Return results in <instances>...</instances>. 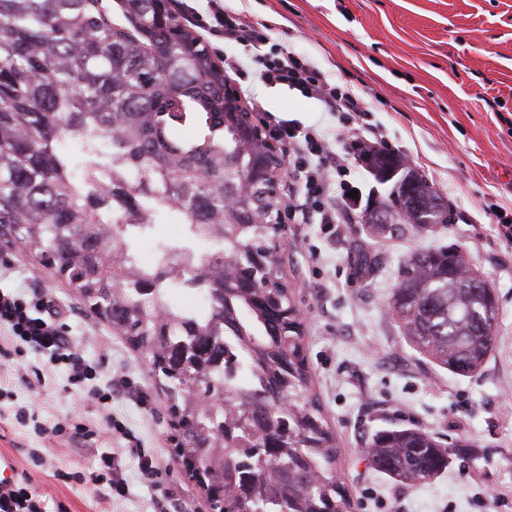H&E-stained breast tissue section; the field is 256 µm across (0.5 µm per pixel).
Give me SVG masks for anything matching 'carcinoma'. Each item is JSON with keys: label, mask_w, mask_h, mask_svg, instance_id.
<instances>
[{"label": "carcinoma", "mask_w": 512, "mask_h": 512, "mask_svg": "<svg viewBox=\"0 0 512 512\" xmlns=\"http://www.w3.org/2000/svg\"><path fill=\"white\" fill-rule=\"evenodd\" d=\"M226 89L224 61L172 0H0V226L131 343L168 350L158 375L171 408L207 427L203 447L178 455L211 471L227 512H354L337 439L308 397L281 244L262 222L278 220L265 173L282 160L239 127ZM360 159L390 184L377 234L434 229L421 216L448 203L405 158L366 147ZM412 181L420 216L403 199ZM173 212L212 251L156 241L158 264L140 266L128 236ZM163 279L207 288L224 335L166 305ZM389 311L414 350L454 375L480 373L494 349L497 295L454 244L407 259ZM236 371L248 385L231 384ZM198 376L214 398L205 409ZM367 448L372 466L413 487L453 455L415 428L379 430Z\"/></svg>", "instance_id": "obj_1"}]
</instances>
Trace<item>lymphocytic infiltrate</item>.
Wrapping results in <instances>:
<instances>
[{"mask_svg": "<svg viewBox=\"0 0 512 512\" xmlns=\"http://www.w3.org/2000/svg\"><path fill=\"white\" fill-rule=\"evenodd\" d=\"M174 8L201 36L224 42L229 51L224 55V73L234 76L236 83L259 79L264 84L281 86L300 92L320 102L325 111L339 114L342 129L327 130L305 125L297 120L281 119L265 111L262 104L250 101L251 112L260 114V122L270 144L281 146L288 157L292 186L298 193V204L285 205L281 220L293 224H316L324 234L332 236L342 218L336 209L337 196L352 191L346 180L345 158L332 149L336 138L349 139L351 148H360L352 120L369 111V104L355 91L331 80L308 55L294 47L273 42L269 24L253 19L247 12L227 6L224 0H206L205 8L189 0H172ZM6 326L12 342L32 354L46 358L52 366L65 367L68 382L83 388L93 378V368L72 348L49 300L0 292V326ZM41 436L56 439L98 441L102 436L129 439L125 424L112 415L89 420L67 417L54 422H40L35 427ZM114 452H103L96 467L78 473L79 481L90 484L109 499H125L130 489L115 473ZM43 494L21 479L8 487H0V512H47Z\"/></svg>", "mask_w": 512, "mask_h": 512, "instance_id": "lymphocytic-infiltrate-1", "label": "lymphocytic infiltrate"}]
</instances>
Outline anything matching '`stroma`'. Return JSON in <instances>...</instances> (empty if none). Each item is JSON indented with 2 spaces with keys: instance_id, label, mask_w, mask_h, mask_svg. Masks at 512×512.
I'll return each instance as SVG.
<instances>
[{
  "instance_id": "stroma-1",
  "label": "stroma",
  "mask_w": 512,
  "mask_h": 512,
  "mask_svg": "<svg viewBox=\"0 0 512 512\" xmlns=\"http://www.w3.org/2000/svg\"><path fill=\"white\" fill-rule=\"evenodd\" d=\"M273 27L277 41L306 53L372 106L391 150L408 158L445 199L452 221L423 234L382 238L351 222L328 238L315 224L288 225L280 267L304 313L311 387L339 444L336 467L355 512H512V244L485 207L512 210V0H228ZM252 95L276 116L337 126L314 100L252 80ZM500 104L489 108L487 98ZM453 243L478 263L499 297L495 349L482 372L456 377L409 347L388 310L404 260ZM373 263L361 266V255ZM0 290L38 295L61 310L74 350L95 368L93 388H112L111 411L138 438L115 443L119 476L131 494L108 500L55 471L98 463L96 449L34 434L17 409L38 405L36 420L97 418L90 394L51 368L37 392L16 385L0 401V452L29 470L48 512H210L174 459L168 402L145 356L86 305L67 283L39 269L34 255L0 245ZM419 428L457 450L448 468L419 487L395 484L367 460L376 431ZM39 450L43 467L31 466ZM165 463L160 486L140 479L137 452Z\"/></svg>"
}]
</instances>
